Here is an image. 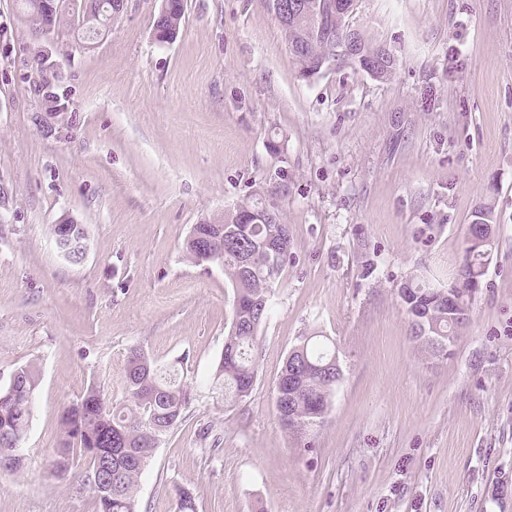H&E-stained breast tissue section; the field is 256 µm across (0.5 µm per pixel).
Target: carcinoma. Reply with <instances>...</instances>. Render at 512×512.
<instances>
[{
  "instance_id": "1",
  "label": "carcinoma",
  "mask_w": 512,
  "mask_h": 512,
  "mask_svg": "<svg viewBox=\"0 0 512 512\" xmlns=\"http://www.w3.org/2000/svg\"><path fill=\"white\" fill-rule=\"evenodd\" d=\"M169 13L154 28L180 31L185 13L184 0H168ZM324 23L317 30L303 19L284 38L303 43L304 50L292 55L301 75L320 61L336 59L339 33ZM261 215L257 205L240 206L224 214V223L210 225L208 250L212 259L202 258L197 246L186 240L187 258L198 266L220 264L234 290L233 317L224 338V350L216 367L213 384L224 395V405L231 406L249 396L256 375L255 339L267 318L272 303L273 286L288 261L290 237L288 225L278 215L260 224H241L249 213ZM403 288L414 290L413 300L402 299L415 337L430 341L436 336L448 340V291L457 290L456 281L445 290L406 281ZM303 359L311 365L336 362V352L316 336H305L297 344ZM282 378L276 386L275 407L281 425L300 432L322 422L320 406H329L336 384L312 372L302 364L284 362ZM16 382L10 395L0 399V454L15 447L27 432L32 415L38 372L28 364L14 372ZM125 404L114 409L100 388L91 387L80 400L65 407L61 420V438L52 463L61 460L74 468L84 462L82 487L94 494L99 512H138L135 486L160 438L184 418L187 393L177 373L158 366L155 358L140 349L131 353L125 373ZM91 448L120 451L112 459V496L107 497L95 485L97 461Z\"/></svg>"
}]
</instances>
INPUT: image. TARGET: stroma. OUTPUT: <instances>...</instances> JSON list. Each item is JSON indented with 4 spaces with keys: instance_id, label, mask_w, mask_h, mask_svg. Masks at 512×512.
I'll return each instance as SVG.
<instances>
[{
    "instance_id": "1",
    "label": "stroma",
    "mask_w": 512,
    "mask_h": 512,
    "mask_svg": "<svg viewBox=\"0 0 512 512\" xmlns=\"http://www.w3.org/2000/svg\"><path fill=\"white\" fill-rule=\"evenodd\" d=\"M78 2L41 33L22 0H0V388L40 371L0 512H98L52 473L61 414L92 385L122 404L135 348L190 393L138 512H176L181 489L198 512H512V0H356L351 25L397 59L384 80L343 59L302 78L268 0H185L170 44L153 37L160 0H126L88 49ZM260 202L290 257L253 389L228 408L211 375L233 290L183 244ZM487 204L497 234L470 323L433 354L398 288L447 287ZM66 216L87 235L77 263L51 235ZM313 333L344 376L325 420L291 433L275 387Z\"/></svg>"
}]
</instances>
